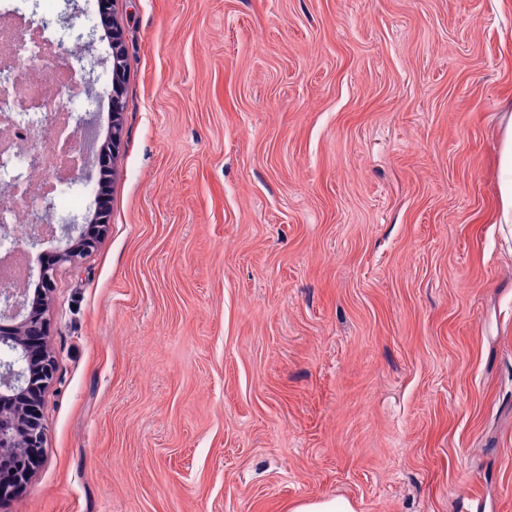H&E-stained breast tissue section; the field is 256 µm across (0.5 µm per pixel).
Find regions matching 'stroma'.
<instances>
[{
	"label": "stroma",
	"mask_w": 512,
	"mask_h": 512,
	"mask_svg": "<svg viewBox=\"0 0 512 512\" xmlns=\"http://www.w3.org/2000/svg\"><path fill=\"white\" fill-rule=\"evenodd\" d=\"M50 11L108 132L95 0ZM110 227L0 512H512V0H116ZM112 90L109 93L112 102V142L103 144L96 157L99 179L104 173H110L112 162L121 146V117L123 111V90L126 77V52L123 34L120 28L112 25ZM98 179V183L100 180ZM498 209L495 224H506L512 233V117L505 128L499 154ZM353 503L342 496L305 501L297 504L292 512H355Z\"/></svg>",
	"instance_id": "1"
}]
</instances>
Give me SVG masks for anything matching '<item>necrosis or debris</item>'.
I'll return each instance as SVG.
<instances>
[{"label": "necrosis or debris", "mask_w": 512, "mask_h": 512, "mask_svg": "<svg viewBox=\"0 0 512 512\" xmlns=\"http://www.w3.org/2000/svg\"><path fill=\"white\" fill-rule=\"evenodd\" d=\"M68 46H47L31 35H17L13 25L0 22V56H8L14 68L27 69L32 62H41L48 77L33 76L8 99L0 98V111L13 113L15 123L4 137L12 144L11 156L0 163V194L11 197L13 205L5 214V221L14 228L10 239H0V254L16 251L30 228L31 209L41 205L42 190H49L54 206L72 207L70 192L58 181L65 169L72 146L60 136L57 126L46 122V113H55L60 119L71 118L77 112L76 104L65 101L68 80L74 79L62 58L68 55ZM38 154L43 164L30 166L28 153Z\"/></svg>", "instance_id": "4bbe7bcc"}]
</instances>
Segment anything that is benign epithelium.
Instances as JSON below:
<instances>
[{
  "instance_id": "7a95c632",
  "label": "benign epithelium",
  "mask_w": 512,
  "mask_h": 512,
  "mask_svg": "<svg viewBox=\"0 0 512 512\" xmlns=\"http://www.w3.org/2000/svg\"><path fill=\"white\" fill-rule=\"evenodd\" d=\"M112 142L100 146L96 157L98 174L108 173L121 146V117L126 77V52L122 30L112 27ZM93 215L78 224L51 227L44 232L50 205L42 204L30 215L32 228L27 237L31 246L47 238L58 241L54 259L39 270L34 304H29V289L0 288V350H10L11 359L0 363V495L7 494L5 484L28 480L22 466L23 451L41 448L44 427L39 410L41 398L53 380L55 363L46 348L34 351L28 337L46 330V309L42 301L50 300L59 270L92 251L106 233L110 221L108 200L97 195Z\"/></svg>"
}]
</instances>
